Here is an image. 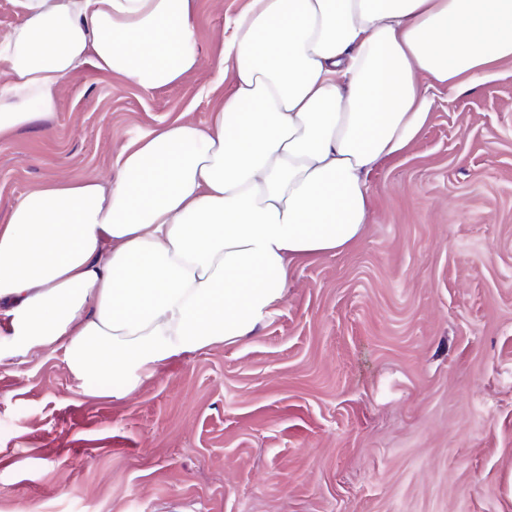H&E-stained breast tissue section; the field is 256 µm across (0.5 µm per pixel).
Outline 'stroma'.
<instances>
[{
	"label": "stroma",
	"instance_id": "obj_1",
	"mask_svg": "<svg viewBox=\"0 0 512 512\" xmlns=\"http://www.w3.org/2000/svg\"><path fill=\"white\" fill-rule=\"evenodd\" d=\"M249 0H198V69L146 93L85 66L0 137V224L27 193L206 127L219 42ZM361 237L294 267L252 336L131 392L61 352L0 357V512H512V60L438 87L369 177Z\"/></svg>",
	"mask_w": 512,
	"mask_h": 512
}]
</instances>
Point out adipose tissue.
<instances>
[{
  "mask_svg": "<svg viewBox=\"0 0 512 512\" xmlns=\"http://www.w3.org/2000/svg\"><path fill=\"white\" fill-rule=\"evenodd\" d=\"M0 36V135L55 112L86 63L145 92L199 64L197 0H17ZM512 58V0H249L222 40L206 128L125 147L113 178L55 181L0 225V335L132 391L254 333L292 268L360 238L368 177L424 125L432 87Z\"/></svg>",
  "mask_w": 512,
  "mask_h": 512,
  "instance_id": "ef3b65f1",
  "label": "adipose tissue"
}]
</instances>
